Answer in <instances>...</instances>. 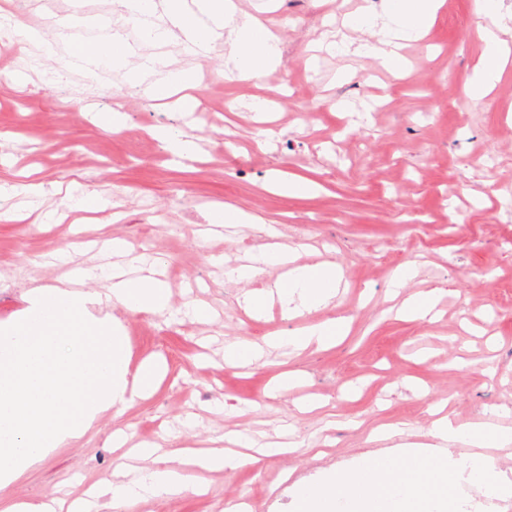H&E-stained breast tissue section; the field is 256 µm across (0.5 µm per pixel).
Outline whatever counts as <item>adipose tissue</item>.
I'll use <instances>...</instances> for the list:
<instances>
[{
    "mask_svg": "<svg viewBox=\"0 0 512 512\" xmlns=\"http://www.w3.org/2000/svg\"><path fill=\"white\" fill-rule=\"evenodd\" d=\"M500 0H477L478 12L483 19L480 36L483 51L477 66L468 77L465 91L473 104H480L502 81L508 64L512 63V47L504 35L508 27L499 8ZM442 5V0H383L381 16L360 13L350 20L353 30L366 33V40L349 39L337 43L341 52H354L379 59L392 73L405 71L406 62L401 49L406 42L425 36ZM126 6L137 13L143 39L150 43L182 45L183 33L194 35V45L206 50L221 30H228L231 41L230 60L239 79L248 80L265 75L280 61V39L264 27L252 14L239 11L234 0H127ZM77 56L91 55L105 66L129 67L133 83L143 84L153 74L160 59H148L131 64L129 51H116L110 40L79 42L73 47ZM279 265L285 272L276 292L252 291L244 301L254 312H261L270 296H277L289 317L328 305L335 297L342 280L339 267L331 263L315 265L297 264L291 249L267 245L252 254L248 264L238 266L234 273L238 279L250 281L264 272L266 266ZM138 259L128 260L126 266L116 268L112 274V298L133 312L161 313L168 306L165 282L139 273ZM346 329L344 318H336L305 325L288 336L269 337L265 345L249 339H237L224 347V362L233 367L251 366L258 361L265 348L297 351L314 345L328 348L336 343ZM231 448L222 451L198 452L183 450L179 464L163 458L160 448L145 444L129 449L135 460H152L153 468L135 472L128 482L111 490L114 512H127L137 499L150 496L173 497L195 489L193 473L197 470L232 471L243 465H256L269 456L291 453L287 444H274L263 448L242 435L231 436Z\"/></svg>",
    "mask_w": 512,
    "mask_h": 512,
    "instance_id": "1",
    "label": "adipose tissue"
}]
</instances>
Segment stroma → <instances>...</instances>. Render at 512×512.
Wrapping results in <instances>:
<instances>
[{
	"mask_svg": "<svg viewBox=\"0 0 512 512\" xmlns=\"http://www.w3.org/2000/svg\"><path fill=\"white\" fill-rule=\"evenodd\" d=\"M277 26L280 65L259 80L230 77L229 41L219 38L193 60L169 56L166 46L139 43L138 54L170 59L174 70L197 72L198 101L237 102L227 118L228 140L198 108L165 107L171 120L223 159L174 163L153 155L147 94L126 102L123 129L96 124L104 106L101 82L72 81L68 98L29 81L16 89L0 78V180L36 179L42 195L0 202V326L10 324L38 289L65 284L69 269L111 267L105 253L73 249L82 237L120 238L131 255L157 262L168 285L169 308L122 326L129 357L162 360L166 372L148 398L124 413L99 415L75 444L56 449L17 481L0 489V512L20 495L66 502L89 497L91 512H113L108 487L126 480L125 447L226 448V434L260 443L295 444L287 456L263 459L233 474L201 473L205 492L146 496L128 512H224L233 496H250L269 512H294L285 472H303L315 485L366 463L373 448L398 453L427 448L431 402L460 421L503 411L512 428V72L478 106L464 84L479 62L474 0H443L427 36L403 49L411 73L399 79L378 61L329 51L350 36L348 17L380 12L382 0H235ZM315 67H307V58ZM283 95L258 120L250 104L268 87ZM344 101L347 111L332 110ZM310 179L318 191L284 197L268 191L271 171ZM111 199L96 212L71 208L67 187ZM261 216L230 234L207 224L214 204ZM54 210L65 223L36 225ZM282 244L310 263L332 262L343 273L324 308L291 319L278 300L253 316L244 296L277 283L282 268L238 283L226 272L260 246ZM412 265L409 291L438 289L433 321H410L389 284ZM208 305L199 321L191 304ZM336 317L349 330L336 347L289 355L267 351L253 366L224 364V346L254 341ZM427 361H418L419 353ZM298 383L276 390L283 374ZM314 402L303 412L299 406ZM400 435L372 439L379 425Z\"/></svg>",
	"mask_w": 512,
	"mask_h": 512,
	"instance_id": "1",
	"label": "stroma"
}]
</instances>
